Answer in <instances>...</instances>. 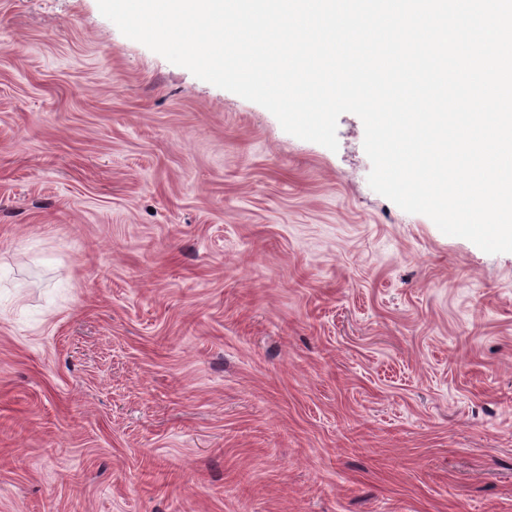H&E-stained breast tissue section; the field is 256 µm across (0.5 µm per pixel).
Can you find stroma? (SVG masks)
Segmentation results:
<instances>
[{
    "label": "stroma",
    "instance_id": "35a3bbf8",
    "mask_svg": "<svg viewBox=\"0 0 512 512\" xmlns=\"http://www.w3.org/2000/svg\"><path fill=\"white\" fill-rule=\"evenodd\" d=\"M97 0H0V512H512V253Z\"/></svg>",
    "mask_w": 512,
    "mask_h": 512
}]
</instances>
